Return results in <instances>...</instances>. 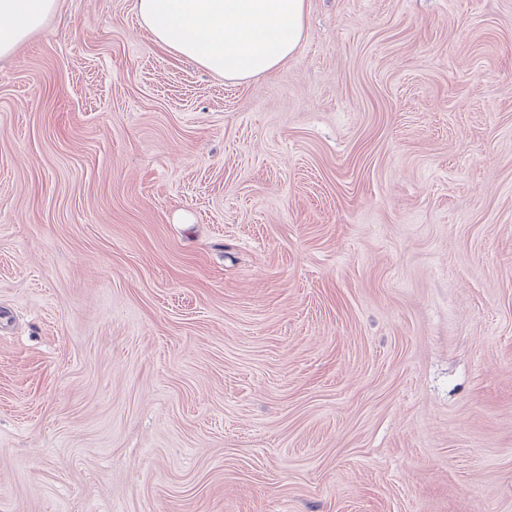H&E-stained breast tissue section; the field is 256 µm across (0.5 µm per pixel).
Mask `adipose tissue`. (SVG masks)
I'll return each instance as SVG.
<instances>
[{
	"instance_id": "ef3b65f1",
	"label": "adipose tissue",
	"mask_w": 512,
	"mask_h": 512,
	"mask_svg": "<svg viewBox=\"0 0 512 512\" xmlns=\"http://www.w3.org/2000/svg\"><path fill=\"white\" fill-rule=\"evenodd\" d=\"M58 0H0V56L11 55ZM155 42L230 81L275 73L303 35L307 0H133Z\"/></svg>"
}]
</instances>
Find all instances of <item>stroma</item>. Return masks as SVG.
Returning <instances> with one entry per match:
<instances>
[{
  "label": "stroma",
  "instance_id": "1",
  "mask_svg": "<svg viewBox=\"0 0 512 512\" xmlns=\"http://www.w3.org/2000/svg\"><path fill=\"white\" fill-rule=\"evenodd\" d=\"M0 512H512V0L0 58Z\"/></svg>",
  "mask_w": 512,
  "mask_h": 512
}]
</instances>
